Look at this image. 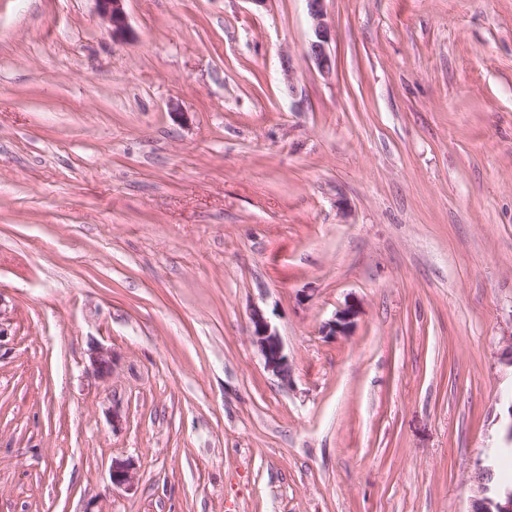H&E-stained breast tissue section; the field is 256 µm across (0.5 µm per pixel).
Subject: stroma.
Instances as JSON below:
<instances>
[{
	"mask_svg": "<svg viewBox=\"0 0 512 512\" xmlns=\"http://www.w3.org/2000/svg\"><path fill=\"white\" fill-rule=\"evenodd\" d=\"M326 6L329 75L303 0H125L121 42L0 0V512H470L512 392V0ZM361 313L359 303L355 301L346 302L343 307L339 308L333 318L323 326L324 336H350L356 320ZM247 328L253 346L264 360L265 368L284 384L288 383L290 377L288 356L284 353L278 332L260 307L251 309ZM89 362L94 374L101 380L111 377L113 371V355L111 349L95 346L90 350ZM109 478L112 486L131 487L137 479L136 468L129 460H113Z\"/></svg>",
	"mask_w": 512,
	"mask_h": 512,
	"instance_id": "1",
	"label": "stroma"
}]
</instances>
